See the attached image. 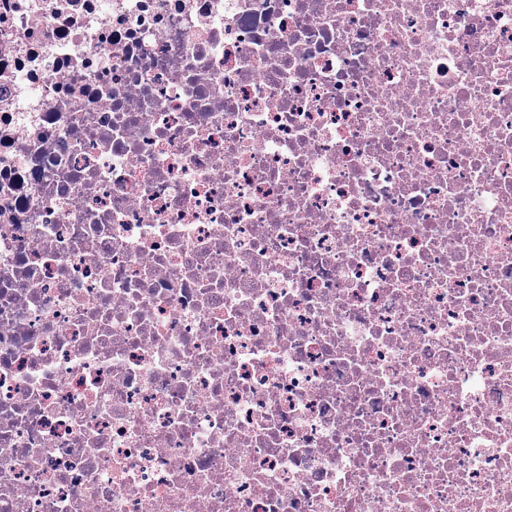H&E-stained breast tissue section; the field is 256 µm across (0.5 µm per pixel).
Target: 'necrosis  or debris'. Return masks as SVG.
I'll use <instances>...</instances> for the list:
<instances>
[{
    "mask_svg": "<svg viewBox=\"0 0 512 512\" xmlns=\"http://www.w3.org/2000/svg\"><path fill=\"white\" fill-rule=\"evenodd\" d=\"M0 512H512V0H0Z\"/></svg>",
    "mask_w": 512,
    "mask_h": 512,
    "instance_id": "obj_1",
    "label": "necrosis or debris"
}]
</instances>
